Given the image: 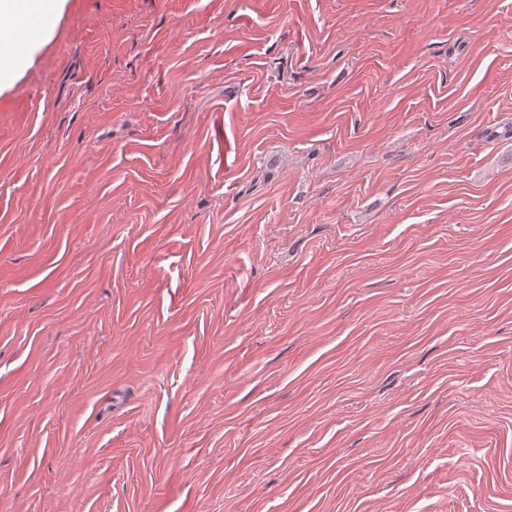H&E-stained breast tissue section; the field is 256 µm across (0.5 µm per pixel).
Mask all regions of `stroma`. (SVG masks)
<instances>
[{"label":"stroma","mask_w":512,"mask_h":512,"mask_svg":"<svg viewBox=\"0 0 512 512\" xmlns=\"http://www.w3.org/2000/svg\"><path fill=\"white\" fill-rule=\"evenodd\" d=\"M29 31L0 512H512V0Z\"/></svg>","instance_id":"stroma-1"}]
</instances>
